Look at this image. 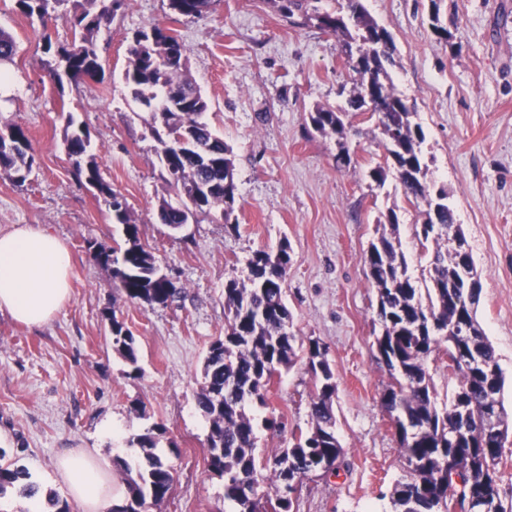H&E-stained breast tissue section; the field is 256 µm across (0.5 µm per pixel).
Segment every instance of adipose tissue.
I'll return each mask as SVG.
<instances>
[{
  "label": "adipose tissue",
  "instance_id": "1",
  "mask_svg": "<svg viewBox=\"0 0 512 512\" xmlns=\"http://www.w3.org/2000/svg\"><path fill=\"white\" fill-rule=\"evenodd\" d=\"M72 259L61 240L43 227L27 224L0 233V311L39 327L70 299ZM59 475L83 512H110L122 501L91 450L67 456Z\"/></svg>",
  "mask_w": 512,
  "mask_h": 512
}]
</instances>
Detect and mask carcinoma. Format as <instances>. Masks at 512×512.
<instances>
[{"label":"carcinoma","mask_w":512,"mask_h":512,"mask_svg":"<svg viewBox=\"0 0 512 512\" xmlns=\"http://www.w3.org/2000/svg\"><path fill=\"white\" fill-rule=\"evenodd\" d=\"M70 0H15L16 8L42 26L54 17L62 18L72 30L69 45H54L43 33V64L57 79H97L101 65L98 35L111 24L116 12L128 0H75L74 7L58 13ZM276 8L294 26L312 25L335 35L341 55L356 75V83L345 105L321 106L310 113L314 130L335 141L336 161L350 163L347 139L352 124L349 114L367 112L376 119L384 140V159L370 170L378 186L388 173L395 174L406 201H423L425 219L415 225L414 234L424 249L434 245L428 270L416 276L411 269L400 237L395 209L376 225V238L363 256L367 277L376 294L379 330L375 344L391 382L381 396L384 411L396 418L398 445L410 479L397 482L390 499L393 512H441L440 502L448 492V471L473 474L472 508L483 503L501 504L497 478L480 480L487 456L498 459L509 430L501 392L504 376L495 349L477 319L479 288H467L459 276V260L466 257L470 271L478 274L470 252L448 245V231L455 226L448 191L430 188L422 145L425 132L414 120L416 112L394 86L389 69L396 50L393 38L367 12L362 0H347V14L322 11L312 0H273ZM214 0H167L168 10L177 16L204 19ZM172 30L150 24L136 31L129 43L125 79L133 97L147 112V125L158 144V155L169 187L178 196L190 185L209 187L199 199L182 200L175 207L162 201V221L175 228L186 223V209L193 214L221 211L229 224L235 211L238 187L234 161L204 115L209 103L188 74L185 51ZM17 52L14 37L0 28V64L13 60ZM185 129L195 140L211 147L204 159L192 153L177 154L169 144V132ZM63 140L75 173L95 186L112 213L115 224L124 225L126 247L121 254L96 251L93 257L112 266V277L131 302L166 305L181 294V288L159 276L154 255L140 241V230L130 216L124 197L106 184L100 173L98 155L90 149V136L82 126L68 119ZM35 158L26 131L19 125L0 128V174L21 186L33 170ZM288 242L277 250L258 249L247 260L243 278L228 280L224 286V335L214 340L204 362V384L197 393V405L208 423L206 465L208 472L224 479V501L232 512H291L288 489L302 486L313 476L338 475L345 449L336 435L333 397L337 383L319 343L308 348L297 345L289 331L291 312L283 285L291 266ZM113 348L131 364L137 363L134 338L123 333V323L111 315ZM466 325L470 334L461 338L455 330ZM306 350L308 364L320 365L324 377H312L309 399L311 427L292 435L291 444L280 452L258 459L255 454L257 422L246 411L256 402L266 405L270 379L291 368ZM475 352L483 366L461 363L454 370L457 387L450 405L436 403L427 361L442 351ZM495 394L498 434L488 444L475 442L484 419L488 393ZM166 433L154 426L132 439L141 448L144 462L137 470L122 458L113 465L125 475L123 504L111 512H147L172 493L173 477L157 453ZM28 470L0 450V493L18 488L26 496L34 491ZM269 482L274 497L258 492Z\"/></svg>","instance_id":"1"}]
</instances>
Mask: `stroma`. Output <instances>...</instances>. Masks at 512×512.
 <instances>
[{"mask_svg":"<svg viewBox=\"0 0 512 512\" xmlns=\"http://www.w3.org/2000/svg\"><path fill=\"white\" fill-rule=\"evenodd\" d=\"M392 35V74L425 132L430 182L444 186L481 272L477 317L505 375L512 413V0H363ZM440 21L448 39L432 29ZM180 36L189 73L209 102L206 119L233 150L237 231L199 215L180 229L158 217L175 194L161 176L156 142L125 81L127 48L150 24ZM0 28L18 45L0 97V127H23L35 164L23 186L0 174V232L38 224L73 259L71 299L46 326L30 329L0 313V449L55 498L68 499L58 463L93 448L102 460H142L131 439L160 425L159 453L173 492L150 512H228L224 481L205 469L207 424L196 405L210 343L224 333V284L243 277L253 251L291 246L285 300L290 330L319 342L335 373L336 433L345 450L336 476L304 481L292 512H392L389 492L407 479L380 398L388 373L374 345L376 297L363 256L378 217L398 207L403 247L415 270L414 227L425 204L403 201L395 177L368 172L384 153L366 116L352 118L351 161L309 114L342 103L353 88L334 37L295 27L266 0H216L202 20L171 15L163 0H131L99 37L102 81L58 85L45 70L40 21L0 0ZM86 128L101 175L127 200L140 239L181 287L167 305L133 303L96 250L123 247L121 225L97 189L76 176L63 144L67 119ZM135 341L136 364L112 346V319ZM306 359L276 376L257 419L310 426Z\"/></svg>","mask_w":512,"mask_h":512,"instance_id":"stroma-1","label":"stroma"}]
</instances>
